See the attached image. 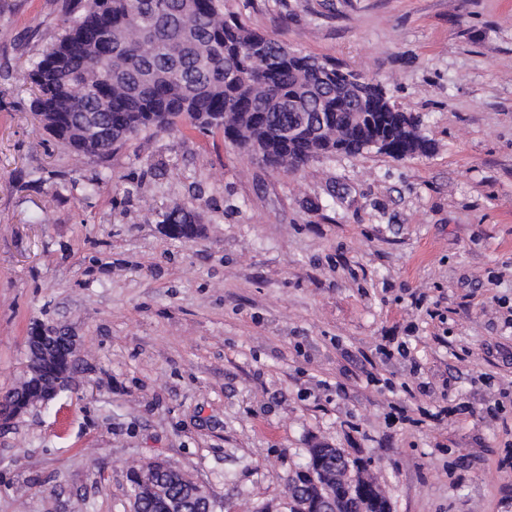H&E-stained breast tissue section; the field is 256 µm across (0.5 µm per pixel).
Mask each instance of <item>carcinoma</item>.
I'll list each match as a JSON object with an SVG mask.
<instances>
[{"mask_svg": "<svg viewBox=\"0 0 512 512\" xmlns=\"http://www.w3.org/2000/svg\"><path fill=\"white\" fill-rule=\"evenodd\" d=\"M315 60L225 18L224 0H84L51 46L29 59L25 79L32 88L29 110L64 149L93 162L111 149L87 143L73 123L78 112H97L111 124L114 146L185 121L238 137L249 155L259 145L260 161L285 172L307 166L313 146L325 157L354 155L359 141L376 134L391 138L397 153L428 151L419 121L394 112L388 91L362 84V99L342 103L347 82L322 79ZM301 112L327 114L320 135L277 138ZM162 223L194 224L196 216L178 206ZM130 494L138 512L199 506L179 483L160 494Z\"/></svg>", "mask_w": 512, "mask_h": 512, "instance_id": "obj_1", "label": "carcinoma"}]
</instances>
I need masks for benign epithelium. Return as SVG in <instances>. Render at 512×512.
Returning <instances> with one entry per match:
<instances>
[{"label":"benign epithelium","instance_id":"7a95c632","mask_svg":"<svg viewBox=\"0 0 512 512\" xmlns=\"http://www.w3.org/2000/svg\"><path fill=\"white\" fill-rule=\"evenodd\" d=\"M76 123L82 128L85 139L101 146L112 141V133L105 131L98 114L83 112L77 116ZM27 345L31 383L8 408L0 407L1 426L21 417L30 406L53 400L70 378L69 371L59 370L47 379L41 376L39 364L58 360L64 346L70 352H76L73 337L64 336L51 327L38 326L27 337ZM157 473L173 477L178 475L175 467L163 459H157L141 472L130 476V479L142 488L157 491L159 486L151 482ZM345 504L354 506L356 512H391L389 503L378 494L374 481L342 449H308L306 466L289 479L286 508L292 512H342Z\"/></svg>","mask_w":512,"mask_h":512}]
</instances>
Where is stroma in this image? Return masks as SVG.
<instances>
[{
    "mask_svg": "<svg viewBox=\"0 0 512 512\" xmlns=\"http://www.w3.org/2000/svg\"><path fill=\"white\" fill-rule=\"evenodd\" d=\"M224 11L379 80L431 150L285 173L185 123L93 163L22 80L64 0H0V392L33 327L77 339L68 388L0 429V512H129L127 474L156 458L216 512H277L316 446L393 512H512V0ZM178 204L193 240L162 230Z\"/></svg>",
    "mask_w": 512,
    "mask_h": 512,
    "instance_id": "obj_1",
    "label": "stroma"
}]
</instances>
